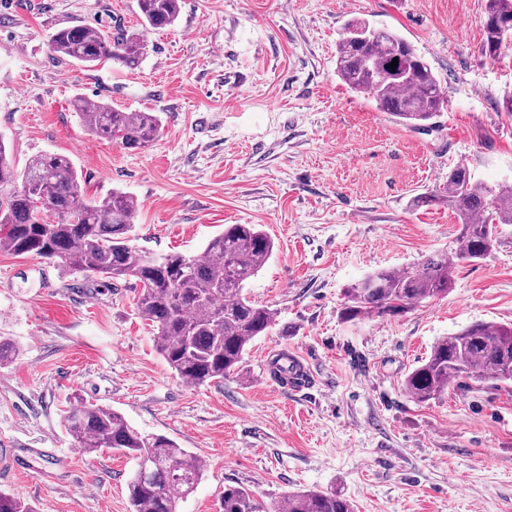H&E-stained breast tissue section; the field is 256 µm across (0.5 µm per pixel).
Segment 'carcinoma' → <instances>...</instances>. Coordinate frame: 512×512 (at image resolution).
<instances>
[{"label": "carcinoma", "mask_w": 512, "mask_h": 512, "mask_svg": "<svg viewBox=\"0 0 512 512\" xmlns=\"http://www.w3.org/2000/svg\"><path fill=\"white\" fill-rule=\"evenodd\" d=\"M145 26L175 24L180 0H138ZM512 0H487L484 54L499 56L512 33ZM51 51L61 62L95 66L117 60L133 69L147 52L140 33L85 25L59 29ZM398 66L391 67L393 59ZM340 79L372 97L399 122L421 129L445 100L428 64L398 33L353 20L336 48ZM85 129L126 150L155 141L160 119L153 112H125L108 103L74 100ZM84 187L71 159L43 154L23 171L15 169L0 140V251L35 255L68 271L125 278L137 287L136 308L148 322L156 347L182 382L197 387L220 383L240 366L249 344L275 325L276 313L244 293L246 283L268 262L274 241L258 224H230L195 255L154 257L131 244L136 200L123 192L96 203L80 202ZM461 220L448 248L401 269L381 268L347 290L341 315L348 321L394 317L414 305L448 294L454 264L449 255L475 261L490 254L499 224H512V186L495 189L476 180L465 165L448 171L439 194ZM467 375L512 382V324L476 322L439 339L429 357L405 376V391L418 404L440 400L448 386ZM67 433L92 453L111 448L131 456L137 468L129 483L131 512H177L197 488L204 468L198 458L161 434H145L109 406L81 404L65 417ZM250 489H224V512H258ZM269 512H354V504L328 490L288 493Z\"/></svg>", "instance_id": "1"}]
</instances>
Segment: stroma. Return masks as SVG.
Wrapping results in <instances>:
<instances>
[{
	"mask_svg": "<svg viewBox=\"0 0 512 512\" xmlns=\"http://www.w3.org/2000/svg\"><path fill=\"white\" fill-rule=\"evenodd\" d=\"M486 0H182L173 28L143 30L137 0H0V139L16 165L67 155L87 198L138 202L134 244L200 252L228 224H258L272 256L247 288L275 326L224 382L184 384L135 306V284L0 252V491L34 512H130L134 460L89 453L63 416L91 401L199 458L178 512H223L244 486L263 506L334 490L356 512H512V384L460 378L420 405L405 374L435 342L479 321L512 323V224L491 254L460 261L447 296L398 317L347 321L345 292L374 270L447 248L461 223L425 204L453 165L512 181V39L483 52ZM398 31L446 102L422 129L400 124L336 75L345 24ZM144 32L134 69L60 63V28ZM153 112L161 132L128 151L87 132L74 97ZM52 278H45V270ZM298 352L314 380L282 389L264 350Z\"/></svg>",
	"mask_w": 512,
	"mask_h": 512,
	"instance_id": "obj_1",
	"label": "stroma"
}]
</instances>
